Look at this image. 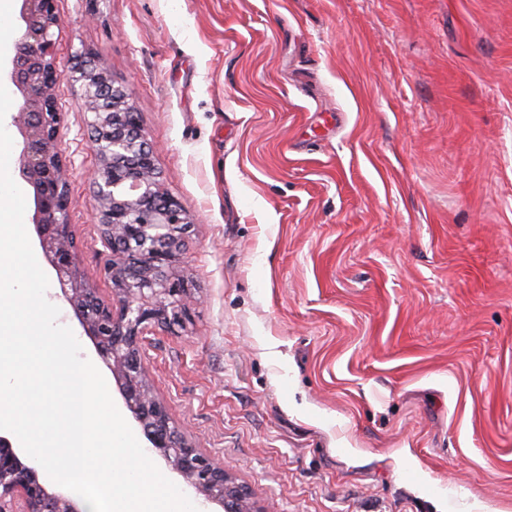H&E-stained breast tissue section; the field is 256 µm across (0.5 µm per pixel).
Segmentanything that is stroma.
<instances>
[{
  "mask_svg": "<svg viewBox=\"0 0 512 512\" xmlns=\"http://www.w3.org/2000/svg\"><path fill=\"white\" fill-rule=\"evenodd\" d=\"M59 149L112 289L77 55L192 218L175 428L259 512H512V0H57Z\"/></svg>",
  "mask_w": 512,
  "mask_h": 512,
  "instance_id": "1",
  "label": "stroma"
}]
</instances>
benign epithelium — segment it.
I'll use <instances>...</instances> for the list:
<instances>
[{
    "instance_id": "7a95c632",
    "label": "benign epithelium",
    "mask_w": 512,
    "mask_h": 512,
    "mask_svg": "<svg viewBox=\"0 0 512 512\" xmlns=\"http://www.w3.org/2000/svg\"><path fill=\"white\" fill-rule=\"evenodd\" d=\"M15 53L0 64V79L18 96L13 126L19 145L18 178L32 190L37 244L55 273L62 299L99 357L116 375L127 409L142 427L150 452L223 512H261L247 491L232 481L224 464L192 446L171 425L167 408L147 388L139 355L144 336L183 324L190 287L174 274L192 219L183 204L163 190L154 152L142 134L140 116L126 86L86 63L74 70L80 84L90 143L91 173L100 214L98 232L110 251L105 277L118 306L97 298L77 261L68 223V167L58 151L63 123L57 89L59 20L56 0H18ZM0 512H77L70 497L44 482L39 466L0 435Z\"/></svg>"
}]
</instances>
